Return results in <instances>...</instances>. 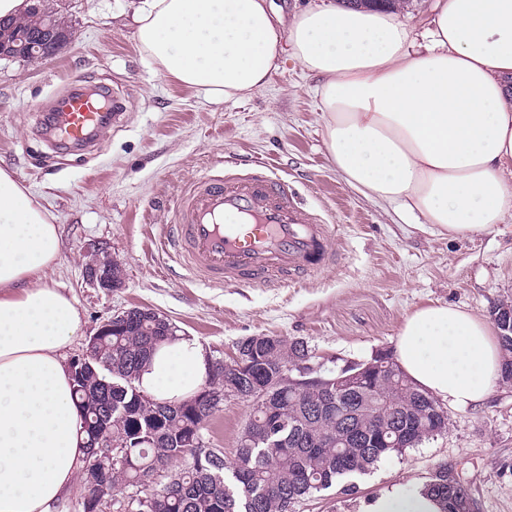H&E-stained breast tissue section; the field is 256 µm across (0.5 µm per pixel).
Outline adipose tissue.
Instances as JSON below:
<instances>
[{"instance_id": "1", "label": "adipose tissue", "mask_w": 512, "mask_h": 512, "mask_svg": "<svg viewBox=\"0 0 512 512\" xmlns=\"http://www.w3.org/2000/svg\"><path fill=\"white\" fill-rule=\"evenodd\" d=\"M140 49L167 76L214 98L268 84L290 52L321 80V118L344 180L451 237L512 215V0H434L432 41L383 8L312 5L283 23L269 0H141ZM61 253L38 199L0 168V512H50L84 454L65 349L80 323L44 284ZM492 322L430 303L406 316L394 351L420 388L458 406L489 396L502 369ZM208 359L194 339L163 345L137 386L161 401L193 394ZM424 487L394 484L361 512H441Z\"/></svg>"}]
</instances>
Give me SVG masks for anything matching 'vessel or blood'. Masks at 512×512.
<instances>
[{
	"label": "vessel or blood",
	"mask_w": 512,
	"mask_h": 512,
	"mask_svg": "<svg viewBox=\"0 0 512 512\" xmlns=\"http://www.w3.org/2000/svg\"><path fill=\"white\" fill-rule=\"evenodd\" d=\"M56 130L84 141L104 114L100 99L79 92L57 101ZM160 250L187 278L214 286L281 287L332 265L329 227L304 211L269 162L247 171L202 175L171 208Z\"/></svg>",
	"instance_id": "vessel-or-blood-1"
}]
</instances>
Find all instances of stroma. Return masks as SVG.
Instances as JSON below:
<instances>
[{
	"mask_svg": "<svg viewBox=\"0 0 512 512\" xmlns=\"http://www.w3.org/2000/svg\"><path fill=\"white\" fill-rule=\"evenodd\" d=\"M71 43L45 61L0 60V167L39 197L62 251L48 270L79 311L66 351L85 350L113 314L150 308L209 358L231 360L237 342L268 334L307 343L322 370L393 349L405 317L437 302L489 317L512 301V217L488 231L451 238L384 208L338 173L325 144L321 80L290 56L269 84L234 101L214 100L166 75L140 50L134 0H58ZM116 91L117 122L88 151L51 145L44 124L53 103L76 87ZM274 161L300 201L330 226L334 265L281 288L215 287L185 279L156 242L172 220L171 200L219 164ZM121 265L118 288L86 279L91 254ZM449 428L355 476V499L336 492L301 500L295 512H359L362 498L395 483H428L455 466L478 512H512V382H496L478 407L448 406ZM251 406L220 405L205 432L233 460Z\"/></svg>",
	"mask_w": 512,
	"mask_h": 512,
	"instance_id": "stroma-1",
	"label": "stroma"
}]
</instances>
